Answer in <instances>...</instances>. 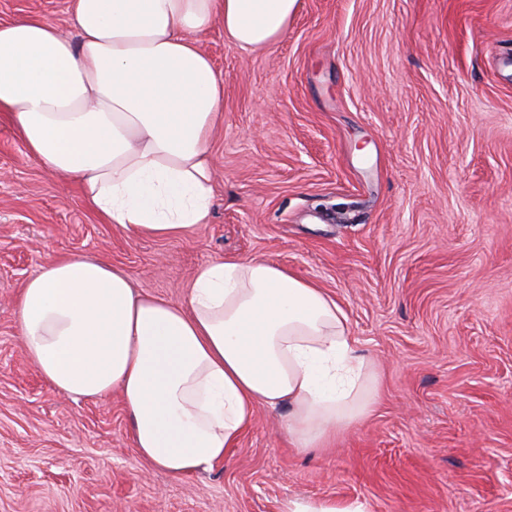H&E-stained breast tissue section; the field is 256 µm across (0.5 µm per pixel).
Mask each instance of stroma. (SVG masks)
Masks as SVG:
<instances>
[{"mask_svg": "<svg viewBox=\"0 0 512 512\" xmlns=\"http://www.w3.org/2000/svg\"><path fill=\"white\" fill-rule=\"evenodd\" d=\"M71 31L68 0L0 22ZM224 85L208 224L135 238L30 156L0 117V512H512V0H298L258 50L199 36ZM86 253L186 301L198 266L260 258L325 288L381 379L325 453L258 409L212 470L143 462L119 393L74 399L27 359L22 284ZM364 505L357 501L336 503V501L307 502L303 500H287L281 512H365Z\"/></svg>", "mask_w": 512, "mask_h": 512, "instance_id": "35a3bbf8", "label": "stroma"}]
</instances>
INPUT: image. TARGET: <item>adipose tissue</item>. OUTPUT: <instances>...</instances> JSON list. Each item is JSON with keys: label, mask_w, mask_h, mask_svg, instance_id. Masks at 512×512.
<instances>
[{"label": "adipose tissue", "mask_w": 512, "mask_h": 512, "mask_svg": "<svg viewBox=\"0 0 512 512\" xmlns=\"http://www.w3.org/2000/svg\"><path fill=\"white\" fill-rule=\"evenodd\" d=\"M297 2L72 0V37L35 17L0 23V112L105 223L135 237L197 229L224 87L196 36L219 19L231 42L264 48ZM16 317L42 378L76 398L119 390L138 454L176 477L223 462L258 408H286L293 447L331 448L379 396L342 306L262 259L199 266L176 303L100 258H53Z\"/></svg>", "instance_id": "1"}]
</instances>
